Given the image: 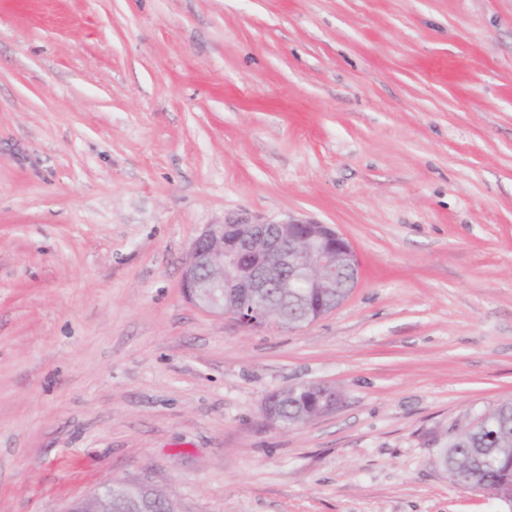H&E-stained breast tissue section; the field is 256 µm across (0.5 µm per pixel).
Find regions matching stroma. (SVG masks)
<instances>
[{"label":"stroma","instance_id":"stroma-1","mask_svg":"<svg viewBox=\"0 0 512 512\" xmlns=\"http://www.w3.org/2000/svg\"><path fill=\"white\" fill-rule=\"evenodd\" d=\"M246 214L330 225L331 314L183 295ZM324 383L336 410L269 425ZM512 400V0H0V512H512L432 459ZM315 389L318 391L320 410L315 405L307 406V398L309 396L306 392H298L294 395L288 394L283 399L278 400L275 395H270L272 405L276 414L270 407V400L264 399L262 402V415L264 419L271 424H277V417L279 423L287 426L288 428L298 427L305 424V419L314 418L332 412L338 403V396L336 391L326 384H315ZM277 415V416H276ZM316 418V417H315ZM307 419L306 421H309ZM114 486L123 488L131 497H135L145 490H157L147 480L133 482L115 479L100 485L88 495L72 501L64 512H110L111 501L112 512H165V499L171 508L170 512H178L174 511L177 501L169 495L165 494L164 498L157 491H147L138 502H132L127 499L120 488Z\"/></svg>","mask_w":512,"mask_h":512}]
</instances>
